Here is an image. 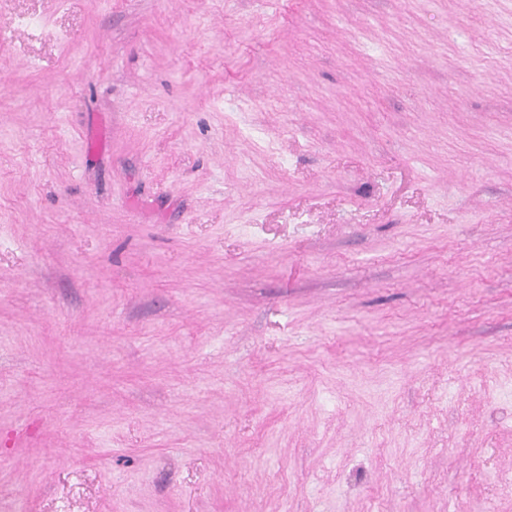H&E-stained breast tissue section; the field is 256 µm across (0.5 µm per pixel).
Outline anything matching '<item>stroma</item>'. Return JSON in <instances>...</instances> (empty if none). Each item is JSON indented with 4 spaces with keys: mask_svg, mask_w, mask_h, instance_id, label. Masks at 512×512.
I'll return each instance as SVG.
<instances>
[{
    "mask_svg": "<svg viewBox=\"0 0 512 512\" xmlns=\"http://www.w3.org/2000/svg\"><path fill=\"white\" fill-rule=\"evenodd\" d=\"M0 512H512V0H0Z\"/></svg>",
    "mask_w": 512,
    "mask_h": 512,
    "instance_id": "obj_1",
    "label": "stroma"
}]
</instances>
